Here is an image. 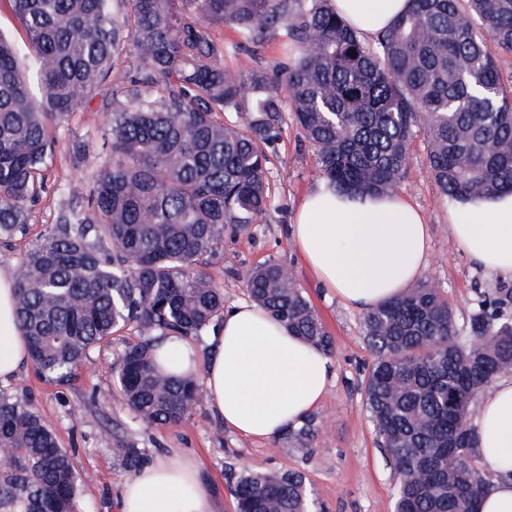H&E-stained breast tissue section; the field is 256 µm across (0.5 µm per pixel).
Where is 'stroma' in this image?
I'll return each instance as SVG.
<instances>
[{
    "label": "stroma",
    "mask_w": 512,
    "mask_h": 512,
    "mask_svg": "<svg viewBox=\"0 0 512 512\" xmlns=\"http://www.w3.org/2000/svg\"><path fill=\"white\" fill-rule=\"evenodd\" d=\"M111 101L94 99L52 131L54 155L45 172L46 187L29 215V235L0 245V272L9 273L28 248L31 237L53 223L68 199L62 181L84 183L100 151ZM85 146L84 157L74 161L71 146ZM274 204L262 223L234 238H225L223 250L207 267L224 290L225 306L247 300L237 272L274 260L290 268L307 292L335 341L331 357L334 378L315 413L324 426L312 451L290 448L278 439L253 440L225 430L210 406L190 419L165 427L145 428L135 420L112 379V360L121 340L92 351L75 379L58 385L39 378L31 365L0 383V390L18 395L40 411L53 426L59 443L67 448L81 478V512H118L119 496L127 475L115 466L113 445L132 444L148 449L152 459L178 455L190 459L213 494L217 512H235L234 499L224 476L226 463L238 461L257 469L304 471L314 499L324 512H392L396 492L394 474L376 444L373 425L363 407L362 381L372 356L360 333L362 311L344 306L315 281L292 245L290 226L303 197L318 182L315 159L296 125H288L271 156L269 174ZM401 191L419 206L431 226L426 278L438 280L458 317H466L477 292L512 289V278L486 273L459 253L448 232L450 202L438 191L425 162L423 142ZM111 429L112 443L101 435Z\"/></svg>",
    "instance_id": "1"
}]
</instances>
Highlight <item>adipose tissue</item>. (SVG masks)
<instances>
[{
	"label": "adipose tissue",
	"mask_w": 512,
	"mask_h": 512,
	"mask_svg": "<svg viewBox=\"0 0 512 512\" xmlns=\"http://www.w3.org/2000/svg\"><path fill=\"white\" fill-rule=\"evenodd\" d=\"M362 37L389 29L410 0H332ZM455 245L485 272L512 277V194L470 198L449 213ZM292 244L320 285L343 305L369 310L400 295L428 266L430 226L405 196L354 195L319 181L301 202ZM14 280L0 274V381L28 361L14 315ZM333 377L327 355L251 302L225 311L203 371L205 402L229 430L255 440L278 436L316 409ZM479 463L486 482L475 512H512V376L476 407ZM120 512H213L207 488L183 458H165L128 478Z\"/></svg>",
	"instance_id": "1"
}]
</instances>
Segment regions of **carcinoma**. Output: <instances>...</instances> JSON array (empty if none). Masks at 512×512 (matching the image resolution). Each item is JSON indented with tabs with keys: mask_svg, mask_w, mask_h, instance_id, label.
I'll return each mask as SVG.
<instances>
[{
	"mask_svg": "<svg viewBox=\"0 0 512 512\" xmlns=\"http://www.w3.org/2000/svg\"><path fill=\"white\" fill-rule=\"evenodd\" d=\"M26 31L40 94L0 37V239L24 237L52 158L51 129L112 84V114L87 190L31 242L12 275L30 363L47 381L75 377L99 344L135 327L112 377L146 427L203 405L196 372L165 375L169 336L201 342L224 314L205 269L266 215L268 152L288 116L320 179L390 194L418 137L440 193H512V93L488 43L512 53V0H411L371 41L331 0H9ZM229 27L231 47L210 28ZM294 53L229 69L224 54L277 37ZM130 48L135 74L123 68ZM251 301L331 356L332 336L293 271L248 269ZM374 360L364 407L396 478L394 512H474L485 484L471 409L512 372V290L483 293L465 327L430 279L363 315ZM311 414L280 438L308 450ZM0 512H80L68 450L32 404L0 391ZM130 474L145 448H114ZM235 512H316L298 470L225 468Z\"/></svg>",
	"mask_w": 512,
	"mask_h": 512,
	"instance_id": "obj_1",
	"label": "carcinoma"
}]
</instances>
